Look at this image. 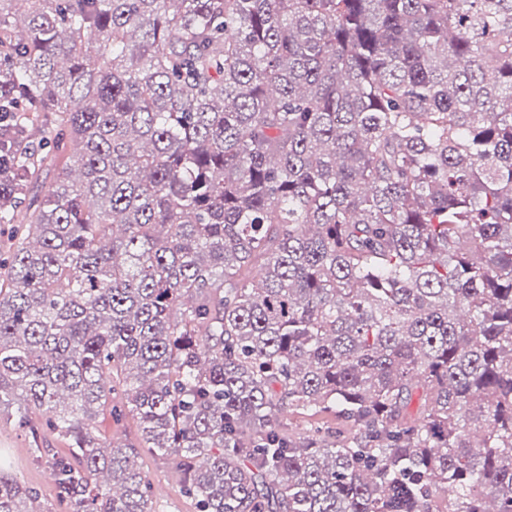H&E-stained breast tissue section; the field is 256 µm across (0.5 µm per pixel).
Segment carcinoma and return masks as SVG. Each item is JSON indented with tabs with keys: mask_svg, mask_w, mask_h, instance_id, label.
<instances>
[{
	"mask_svg": "<svg viewBox=\"0 0 512 512\" xmlns=\"http://www.w3.org/2000/svg\"><path fill=\"white\" fill-rule=\"evenodd\" d=\"M12 2L0 419L65 512H152L139 446L197 512H512V0ZM279 422L285 427L291 428L294 432L306 434L310 428L317 424H324L330 428L336 429L341 426V421L336 418V414L331 412H323L312 414V412H303L301 410H292L279 416ZM94 425L99 432L112 438L114 443H137V428L132 420L122 426L116 425L110 417L105 420L100 417L96 419Z\"/></svg>",
	"mask_w": 512,
	"mask_h": 512,
	"instance_id": "cac0c4a2",
	"label": "carcinoma"
}]
</instances>
